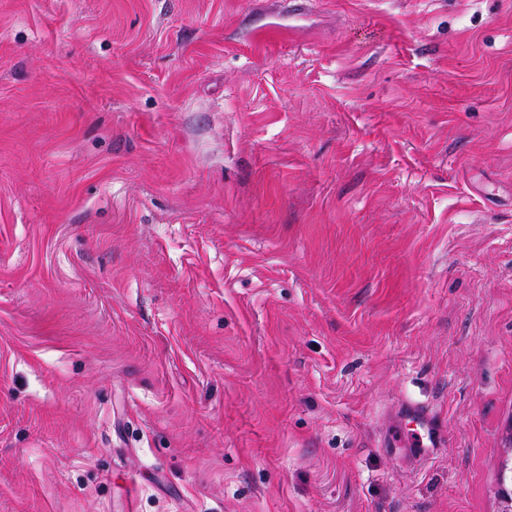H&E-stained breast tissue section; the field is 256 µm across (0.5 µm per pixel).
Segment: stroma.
<instances>
[{"label":"stroma","instance_id":"1","mask_svg":"<svg viewBox=\"0 0 512 512\" xmlns=\"http://www.w3.org/2000/svg\"><path fill=\"white\" fill-rule=\"evenodd\" d=\"M509 457L512 0H0V512H498Z\"/></svg>","mask_w":512,"mask_h":512}]
</instances>
